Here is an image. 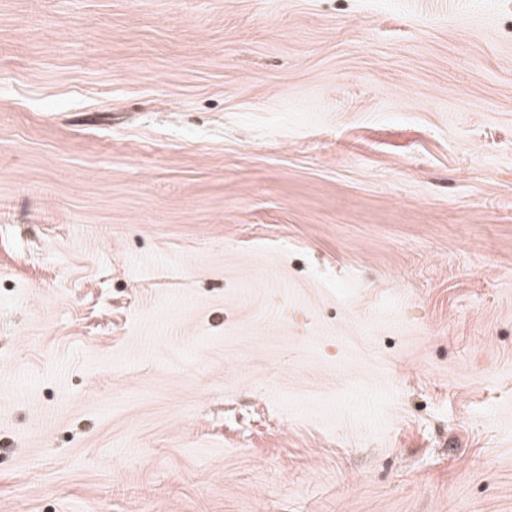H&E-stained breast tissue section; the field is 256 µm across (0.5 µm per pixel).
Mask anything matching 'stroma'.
<instances>
[{
    "instance_id": "1",
    "label": "stroma",
    "mask_w": 512,
    "mask_h": 512,
    "mask_svg": "<svg viewBox=\"0 0 512 512\" xmlns=\"http://www.w3.org/2000/svg\"><path fill=\"white\" fill-rule=\"evenodd\" d=\"M0 512H512V0H0Z\"/></svg>"
}]
</instances>
